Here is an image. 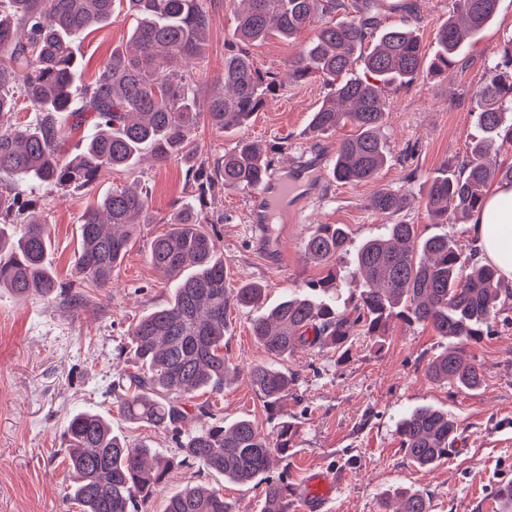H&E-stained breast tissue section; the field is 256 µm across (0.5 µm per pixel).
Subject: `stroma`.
Segmentation results:
<instances>
[{"label": "stroma", "mask_w": 512, "mask_h": 512, "mask_svg": "<svg viewBox=\"0 0 512 512\" xmlns=\"http://www.w3.org/2000/svg\"><path fill=\"white\" fill-rule=\"evenodd\" d=\"M213 25L201 59L193 61L200 111H207L224 76V57L235 28L237 0H204ZM420 17L412 27L426 53L436 49V33L452 14L453 0H417ZM133 21L119 13L111 24L81 35L78 58L85 80H93L113 49L128 45ZM314 35L307 28L294 40L271 38L252 46L255 64L274 72L280 83L275 96L250 122L219 130L200 121L192 139L199 158L215 161L242 138L258 143L274 167L298 163L332 169L339 143L354 133L345 126L311 136L310 113L330 88L319 80L294 83L288 62ZM512 46V0H499L493 22L467 44L448 76L423 72L406 88L388 91L385 129L388 161L379 185L404 190L409 205L400 221L420 236L447 235L462 251L474 247L469 226L436 224L427 215L423 195L428 180L457 166L470 141L480 137L469 114L477 106L474 92L489 66ZM131 183L148 187V223L136 225L129 249L112 277L110 288L82 285V300L33 297L16 300L0 288V512H79L68 497L73 474L61 433L79 410L100 414L115 433L132 443L149 445L162 457L176 455L170 435L134 425L119 413L113 389L137 361L128 334L147 311L171 295L172 283L148 258L151 241L170 229L179 205L195 195L181 160L158 163L144 159L126 171H101L81 189H63L52 197L13 177L0 179L17 203L50 228L49 263L63 283H81L75 263L80 224L86 207L113 188ZM375 186L328 179L298 222L289 224L282 253L269 259L256 249L251 189L217 194L204 215L217 236V256L224 263L229 288L248 282L265 287L264 306L273 307L288 291L304 289L328 273L325 264L309 260L308 236L321 224L345 225L353 243L383 233L384 217L368 198ZM259 310L230 305L224 331V354L237 366L217 405L225 422L247 418L272 432L263 400L250 383L254 363L267 355L251 332ZM446 346L427 324L392 318L381 343L357 337L347 358L336 351L301 348L280 360L297 381L280 404V413L296 423L298 433L288 452V480L301 485L314 469L340 471L343 479L329 512H385L383 501L396 487L426 492L432 512H499L492 494L496 484L512 480V304L506 306L493 335L470 344L469 355L482 367L478 389L464 390L430 379L427 364ZM415 406L451 413L458 438L451 456L420 469L400 448L397 423ZM222 488L232 512H261L260 486L238 485L198 468H177L154 492L147 512H165L167 499L186 485Z\"/></svg>", "instance_id": "35a3bbf8"}]
</instances>
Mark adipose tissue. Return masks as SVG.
Masks as SVG:
<instances>
[{
    "label": "adipose tissue",
    "instance_id": "ef3b65f1",
    "mask_svg": "<svg viewBox=\"0 0 512 512\" xmlns=\"http://www.w3.org/2000/svg\"><path fill=\"white\" fill-rule=\"evenodd\" d=\"M485 262L512 278V185H500L469 224Z\"/></svg>",
    "mask_w": 512,
    "mask_h": 512
}]
</instances>
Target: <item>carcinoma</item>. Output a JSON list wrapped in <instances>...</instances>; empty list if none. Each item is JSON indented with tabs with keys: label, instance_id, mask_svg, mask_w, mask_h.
I'll use <instances>...</instances> for the list:
<instances>
[{
	"label": "carcinoma",
	"instance_id": "obj_1",
	"mask_svg": "<svg viewBox=\"0 0 512 512\" xmlns=\"http://www.w3.org/2000/svg\"><path fill=\"white\" fill-rule=\"evenodd\" d=\"M133 16L132 51L114 50L94 81L83 87L82 104L72 108V88L82 78L75 39L112 21L116 3ZM245 8L234 29L233 53L224 61V90L212 96L208 111L197 110L196 89L183 65L204 53L212 17L202 0H0V174L37 183L50 196L57 190L93 183L103 169H128L148 150L157 162L197 155L192 132L204 118L225 130L246 125L263 109L278 82L251 58L248 46L271 34L292 38L317 24L313 40L289 62L296 83L320 78L331 94L311 114L314 135L350 125L357 134L336 150L335 179L359 185L375 183L386 163L383 99L391 88L407 85L420 72L433 75L459 62L466 40L494 19L498 0H454L460 21L448 19L437 33L438 49L428 57L408 22L381 26L380 0H242ZM353 15L336 20V12ZM491 66L477 88L478 110L471 113L483 135L470 143L461 164L430 179L424 196L427 215L436 224L452 216L465 221L480 210L489 186L512 184V164L496 170L488 159L512 148V51ZM374 81L351 77L358 63ZM40 113L34 124L15 119L19 100ZM69 112L73 126L92 121L94 134L78 158L63 154L65 131L55 114ZM272 162L249 140L240 139L214 166L190 167L195 204L179 209L168 233L154 239L149 258L164 276H177L166 304L146 312L129 333L138 359L123 374L115 400L123 417L171 435L177 460L152 456L150 447L130 444L112 432L103 416L79 411L64 430L69 465L77 482L69 498L79 512H145L154 490L174 466H198L237 484H263L262 512H290L292 485L284 473L269 476L278 462L288 466L297 426L286 419L272 434L253 421L229 425L215 417L210 401L195 405L200 394L221 396L235 367L224 356V330L230 303L254 307L264 288L251 282L228 289L224 263L216 258V240L203 228L201 214L215 199V188L256 187L269 177ZM408 195L377 188L369 206L387 218L403 212ZM146 188H116L83 213L76 265L82 280L106 288L128 251V227L146 218ZM48 225L34 218L0 255V288L23 301L33 294L47 300L68 298L64 285L46 263ZM312 259L333 266L315 284L318 293L290 292L252 323L264 351L278 359L299 346L343 349L357 334L376 343L393 317L425 322L448 346L427 365L429 377L466 390L482 380L479 363L465 355L467 345L487 336L512 301L499 268L474 261L446 235L418 238L415 225H385L380 237L351 246L342 224H323L307 239ZM351 257L350 280L334 266ZM349 292L345 306L335 297ZM296 376L268 362L253 365L250 382L275 410ZM200 426L190 433L192 419ZM400 448L410 461L430 467L448 457L457 426L447 412L416 407L399 422ZM396 512H431L429 496L401 492ZM165 512H232L219 488H185L168 499Z\"/></svg>",
	"mask_w": 512,
	"mask_h": 512
}]
</instances>
